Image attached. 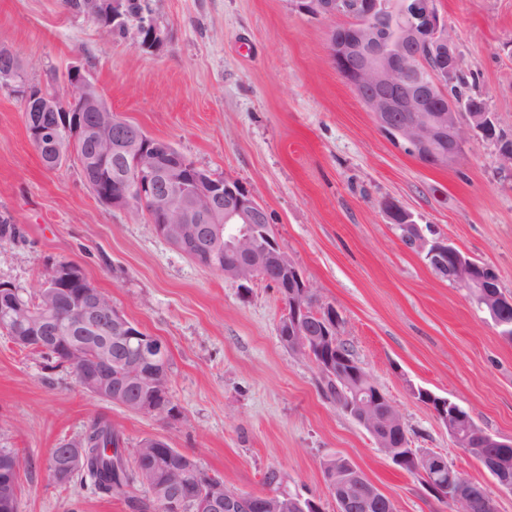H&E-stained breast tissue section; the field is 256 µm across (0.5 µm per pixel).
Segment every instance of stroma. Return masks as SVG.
Returning <instances> with one entry per match:
<instances>
[{
	"instance_id": "1",
	"label": "stroma",
	"mask_w": 512,
	"mask_h": 512,
	"mask_svg": "<svg viewBox=\"0 0 512 512\" xmlns=\"http://www.w3.org/2000/svg\"><path fill=\"white\" fill-rule=\"evenodd\" d=\"M163 42L115 41L61 0H0V46L29 82L77 66L114 113L170 143L198 167L237 180L265 207L281 247L339 311V337L396 404L412 447L447 456L512 512L476 459L413 395L456 402L476 427L512 439V343L468 292L409 249L384 201L412 213L497 275L512 294V170L494 142L468 136L459 160L430 166L379 130L329 60L331 21L293 0H149ZM461 57L468 94L485 99L512 134V0H437ZM18 228L0 243V281L35 293L57 261L82 267L112 304L170 356L169 391L182 413L162 421L97 399L72 371L0 335V448L33 462L20 475L18 512H134L88 482L61 485L46 460L95 417L126 447L165 439L239 492L265 491L277 470L289 493L336 512L321 462L348 458L396 512H448L416 475L326 396L307 359L278 336L285 307L273 285L249 290L161 238L144 212L115 209L73 162L47 169L19 100L0 91V217Z\"/></svg>"
}]
</instances>
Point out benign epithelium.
<instances>
[{"mask_svg": "<svg viewBox=\"0 0 512 512\" xmlns=\"http://www.w3.org/2000/svg\"><path fill=\"white\" fill-rule=\"evenodd\" d=\"M436 0H410L397 14L389 13L388 0H299L298 8L313 18L349 19L352 33L331 27L327 36V55L336 72L354 89L362 104L372 113L378 127L394 142L433 166L455 163L472 129L486 135L495 127L488 110L464 112L450 94L461 59ZM126 0H81L80 14L100 21L104 34L124 25ZM9 65L0 68V83L17 91L29 112H54L62 103L89 106L106 120L86 129L76 128L61 144L46 136L39 127L31 130L32 141L51 157L59 159L90 138L108 150L99 152L102 164L129 155L135 170L125 175L122 192L112 197V207L139 206L155 224L156 232L178 250L196 246L209 249L215 236L224 235V248L237 260L209 269L224 274L239 287L278 273L280 295L286 313L278 335L289 352L310 360L324 374L336 375L343 385L342 410L363 426L377 447L398 467L411 466L431 495L441 502L458 505L457 512H470L469 479L451 470L442 454L410 447L405 423L393 400L371 379L359 363L349 374L334 370L331 356L341 358L338 329L341 317L335 306L323 301L299 267L279 243L260 242L262 225L268 223L266 210L238 181L203 170L188 179L182 166L166 162L163 156L174 148L146 134L112 112L97 84L81 68H72L64 77L53 78L52 88L33 96L27 85L14 76L15 55L7 53ZM384 208L393 224L403 229L406 245L425 254L433 266L448 267L451 281L465 288L485 310L499 334L512 339V296L496 289L492 279L479 275L480 265L442 239H428L406 209L387 201ZM79 285L65 322L44 309L35 312L22 297L21 290L0 287V330L30 327L38 334L37 350L54 343L81 362L79 379L92 396L113 402L130 412L167 415L169 376L166 346L149 336L114 306L81 270L55 264L48 270L40 290L58 301L68 286ZM321 323L318 333L307 331V321ZM415 396L428 406L444 426L454 445L469 453L475 425L469 415L451 400L426 389ZM83 438L63 444L54 475L63 483L74 466L85 459ZM331 479L330 495L336 512H373L384 506L395 512L385 496L350 460L338 462ZM19 467L14 453L0 451V512H13L19 495ZM186 471L173 469L158 487L167 512H184L175 495ZM192 512H306V502L289 492L271 488L262 494L224 489L219 479L204 488L191 504Z\"/></svg>", "mask_w": 512, "mask_h": 512, "instance_id": "1", "label": "benign epithelium"}]
</instances>
